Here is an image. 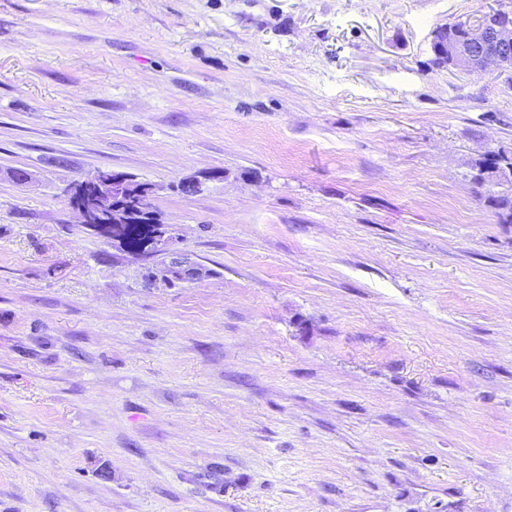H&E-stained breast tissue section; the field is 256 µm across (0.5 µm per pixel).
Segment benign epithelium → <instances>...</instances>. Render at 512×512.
<instances>
[{
	"mask_svg": "<svg viewBox=\"0 0 512 512\" xmlns=\"http://www.w3.org/2000/svg\"><path fill=\"white\" fill-rule=\"evenodd\" d=\"M466 36L448 42L433 34L432 44L450 72L503 75L512 70V9L497 10L496 20L484 19L476 24H465ZM78 194L67 193L69 203L81 215L82 224L92 231L112 237L120 229L117 218L128 216L137 209L139 223L147 236L145 254L168 258L165 280L182 284L201 279L200 265L177 252L166 225L159 223L147 208L154 186L136 181L124 174L100 170L93 177L80 181Z\"/></svg>",
	"mask_w": 512,
	"mask_h": 512,
	"instance_id": "7a95c632",
	"label": "benign epithelium"
}]
</instances>
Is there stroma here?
I'll return each instance as SVG.
<instances>
[{
    "mask_svg": "<svg viewBox=\"0 0 512 512\" xmlns=\"http://www.w3.org/2000/svg\"><path fill=\"white\" fill-rule=\"evenodd\" d=\"M510 4L0 0V512H512V89L431 50ZM80 184L78 194L69 192L67 196L87 228L113 239L120 229L115 224L116 219L131 215L141 205L143 209H140L139 224H144L147 236L144 253L148 257L163 255L168 258L165 280L170 284H182L197 281L205 275L200 265L175 250L166 225L160 224L155 214L147 208L155 190L152 184L109 170H100L93 177L80 181Z\"/></svg>",
    "mask_w": 512,
    "mask_h": 512,
    "instance_id": "obj_1",
    "label": "stroma"
}]
</instances>
